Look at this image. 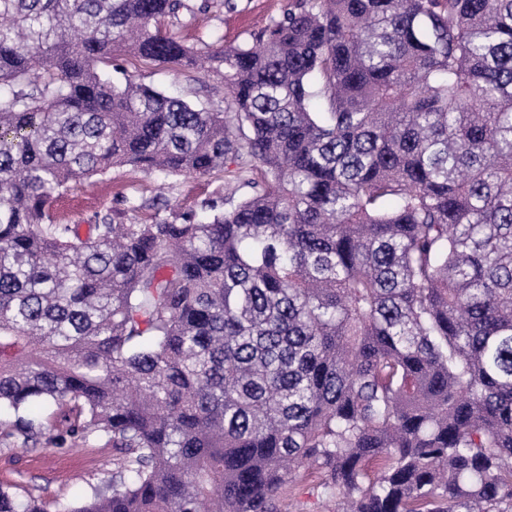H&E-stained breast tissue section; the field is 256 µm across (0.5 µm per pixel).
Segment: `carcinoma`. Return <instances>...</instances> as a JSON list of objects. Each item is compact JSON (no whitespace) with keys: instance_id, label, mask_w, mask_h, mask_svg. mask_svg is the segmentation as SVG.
I'll return each mask as SVG.
<instances>
[{"instance_id":"cac0c4a2","label":"carcinoma","mask_w":512,"mask_h":512,"mask_svg":"<svg viewBox=\"0 0 512 512\" xmlns=\"http://www.w3.org/2000/svg\"><path fill=\"white\" fill-rule=\"evenodd\" d=\"M187 0H0V443H99L0 512H512V0H288L235 45ZM224 82V110L104 70ZM250 167L229 209L81 233L70 184ZM314 485V478L307 471L300 469L293 482L283 488L281 494L282 512H306L303 511L304 508L310 509L311 512H322L320 511L322 509L319 501L311 495Z\"/></svg>"}]
</instances>
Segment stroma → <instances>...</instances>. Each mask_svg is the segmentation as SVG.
I'll use <instances>...</instances> for the list:
<instances>
[{"label": "stroma", "mask_w": 512, "mask_h": 512, "mask_svg": "<svg viewBox=\"0 0 512 512\" xmlns=\"http://www.w3.org/2000/svg\"><path fill=\"white\" fill-rule=\"evenodd\" d=\"M288 0H236L235 10L215 5L202 22L209 42L233 45L249 38L280 13ZM137 81L171 94L189 93L197 105L220 109L224 95L214 78L195 79L193 75L145 62L131 56L118 59ZM224 196L238 201L246 191L224 173L203 177L162 176L129 166H116L71 188L59 197L53 210L67 224H92L99 214L116 210L123 223L151 222L197 208L202 199ZM112 470L108 448H56L46 444L32 451L0 446V484L19 492L46 499L72 502L79 499L88 484L97 482Z\"/></svg>", "instance_id": "obj_1"}]
</instances>
